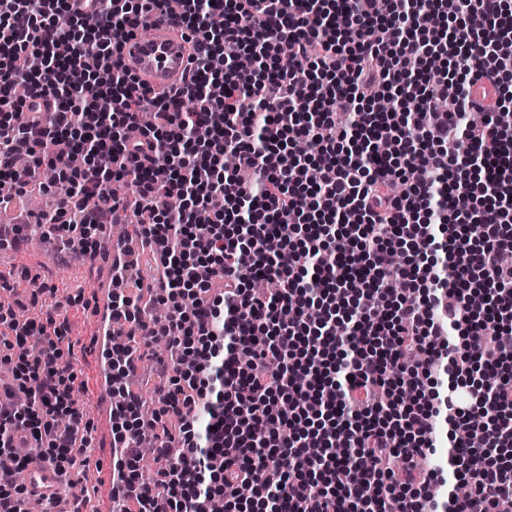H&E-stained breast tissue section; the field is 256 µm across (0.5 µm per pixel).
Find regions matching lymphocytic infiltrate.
Instances as JSON below:
<instances>
[{
  "label": "lymphocytic infiltrate",
  "instance_id": "f902f5d3",
  "mask_svg": "<svg viewBox=\"0 0 512 512\" xmlns=\"http://www.w3.org/2000/svg\"><path fill=\"white\" fill-rule=\"evenodd\" d=\"M167 2L0 0V209L48 166L40 235L92 254L137 216L112 261L115 512H512V0H178L195 66L155 92L116 48ZM66 327L63 303L22 320L0 298V384L26 397L0 407V512H24L18 438L63 475L93 451ZM159 339L172 373L147 416L127 380ZM441 431L446 472L420 469Z\"/></svg>",
  "mask_w": 512,
  "mask_h": 512
}]
</instances>
